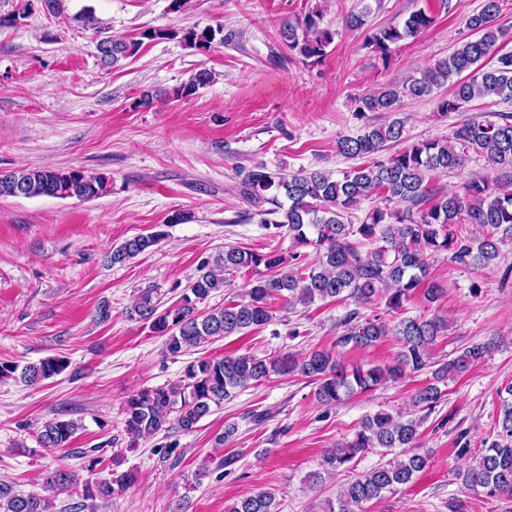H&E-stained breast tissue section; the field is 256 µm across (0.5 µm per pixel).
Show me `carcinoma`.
<instances>
[{"mask_svg":"<svg viewBox=\"0 0 512 512\" xmlns=\"http://www.w3.org/2000/svg\"><path fill=\"white\" fill-rule=\"evenodd\" d=\"M503 0H483L480 11L469 16L466 26L477 34L462 42L448 57L423 70L420 76L401 86L369 91L356 99V116L397 112L403 98L429 97L434 90L452 83L448 96L437 110L457 112L468 103L495 98L512 102V52L497 50L506 31L496 19ZM322 11L310 10L303 20L288 22L280 36L288 51L305 60L320 61L333 41L332 33L320 27ZM433 23L418 10L400 27L390 25L369 34L365 47L386 56L391 45L416 36ZM182 36L189 46L205 47L215 38L210 28L176 31H148L147 39ZM110 53L103 62L116 64L134 54L138 43L123 38L104 39ZM495 55L494 65L485 60ZM406 140L405 123L394 119L385 124L365 123L361 134L343 136L337 152L368 163L340 173L329 170H300L294 174L273 172L264 164L249 170L241 180L240 195L256 208L254 215L270 236L286 234L301 246L315 249L310 263L300 262L295 253L285 258L275 251L260 252L229 246L223 252L200 261L196 277L183 289L179 299L162 309L147 288L128 309L129 318L149 323L151 332L164 338L166 352L182 356L201 344L219 337L244 333L270 324L271 303L282 299L286 307H309L317 301L353 300L359 306L385 300L387 311L396 313L417 292L431 304L441 288L429 278L428 256L445 252L448 259L463 266H489L499 257L500 245L512 241V115L502 121L480 116L466 119L446 140H425L397 153L377 159L389 143ZM477 154L500 175L466 183L462 192H433L429 180L463 167ZM105 187V177L81 169L53 166L13 168L0 177V195L30 198L47 196L89 200ZM372 195L407 204L404 210L375 207L357 224L345 220L351 210ZM161 234L150 233L128 239L113 248L111 265H123L151 251ZM369 243L372 248L361 251ZM256 274L247 283L245 295L221 308L201 309L215 293L231 286L241 271ZM343 333L336 346L367 349L392 336L398 350L393 361L364 369L344 366L338 354L314 349L305 354L258 357L253 354L226 355L220 359H194L175 381L147 387L129 395L123 404L124 429L132 440L151 437L162 430L191 432L232 397L238 389L259 385L274 376H299L314 385L313 396L323 407H333L349 397L388 382H397L431 367L430 351L447 331L438 315L407 317L393 323L379 314L349 311L341 321ZM495 342L474 344L432 371V382L417 390L414 405L428 412L443 400L440 384L480 363ZM64 357H45L19 366L0 361V384L21 380L39 384L68 368ZM497 438L478 451L474 462L456 474L463 487L481 489L492 500L512 501V385L499 396ZM424 417L393 415L378 411L365 417L353 437L326 452L322 466L330 472H345L355 458L374 450L394 454L384 464L348 481L338 499V512H357L363 504L377 500L409 484L427 465V458L412 452ZM81 428L71 419L52 418L37 433L43 448H64ZM401 452H395V449ZM132 471L113 473L95 486L85 485L84 497L108 500L122 495L135 483ZM75 482V475L61 467L46 479V490L58 495ZM53 498L22 495L0 482V512H52ZM228 512H280L279 502L268 491H256L233 502Z\"/></svg>","mask_w":512,"mask_h":512,"instance_id":"obj_1","label":"carcinoma"}]
</instances>
